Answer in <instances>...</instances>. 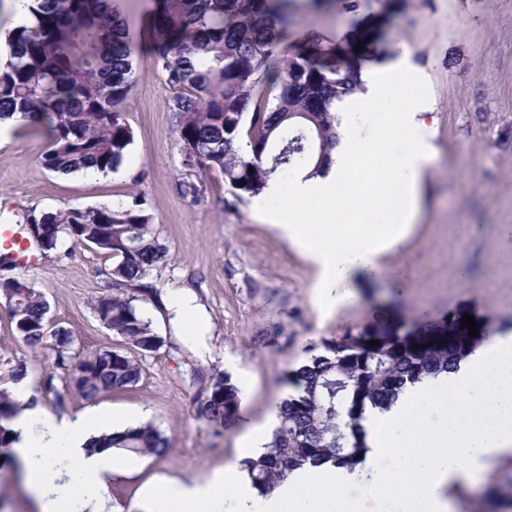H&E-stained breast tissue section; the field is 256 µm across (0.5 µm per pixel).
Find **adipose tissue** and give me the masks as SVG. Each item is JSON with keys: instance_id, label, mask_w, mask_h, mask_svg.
Returning <instances> with one entry per match:
<instances>
[{"instance_id": "obj_1", "label": "adipose tissue", "mask_w": 512, "mask_h": 512, "mask_svg": "<svg viewBox=\"0 0 512 512\" xmlns=\"http://www.w3.org/2000/svg\"><path fill=\"white\" fill-rule=\"evenodd\" d=\"M362 79L365 92L336 104L344 119L328 163L297 174L289 219L267 216L316 267L315 286L331 305L356 272L396 275L379 258L408 237L432 155L421 83H384L367 70ZM126 422L97 410L13 420V450L43 512H116L106 485L120 451L90 442ZM364 427L368 466L359 476L326 464L293 472L263 496L230 466L202 481L158 477L143 499L151 512H363L370 490L375 512H456L458 488L512 459V336L493 337L448 373L407 386L389 410L367 412ZM64 469L77 480L62 479Z\"/></svg>"}]
</instances>
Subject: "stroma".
Masks as SVG:
<instances>
[{"mask_svg": "<svg viewBox=\"0 0 512 512\" xmlns=\"http://www.w3.org/2000/svg\"><path fill=\"white\" fill-rule=\"evenodd\" d=\"M118 7L138 47L124 108L134 141L121 164L105 173L58 175L41 162L45 134L19 123L0 132V225L23 229L33 211L117 208L141 198L168 249L150 275L163 304L145 306L164 344L141 356L143 378L135 389L89 402L59 378L65 404L57 406L43 388L42 355L28 351L0 307V354H27L28 385L40 409L69 417L93 408L140 410L169 437L168 455L139 458L135 471L112 474L107 494L114 506L141 512L142 490L155 477L202 480L239 463L242 436L267 427L288 393L285 371L305 359L312 343L344 327L381 313L418 321L456 310L512 324V237L501 235L512 227V0H410L394 15L390 58L402 61L406 76L426 83L433 103L434 153L416 229L382 256L412 279L400 289L359 281L354 299L332 308L318 297L314 266L265 219L269 210L287 213L288 197L236 200L216 171L204 177L198 201L181 194L184 154L169 112L175 90L151 54V2L118 0ZM472 224L479 227L475 237L456 234V227ZM461 268L470 270V285L457 280ZM111 269L103 255L64 236L36 266H18L12 274L44 293L53 320L73 330L75 348L86 357L117 346L90 308L93 297L111 292ZM176 294L200 307L208 355L199 356L174 323L165 302ZM273 322L284 325L291 343L257 347L254 337ZM195 370L204 379L229 374L241 389L240 418L223 434L194 416V403L206 391L204 379L192 382Z\"/></svg>", "mask_w": 512, "mask_h": 512, "instance_id": "1", "label": "stroma"}]
</instances>
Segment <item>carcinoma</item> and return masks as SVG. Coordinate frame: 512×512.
Listing matches in <instances>:
<instances>
[{
    "label": "carcinoma",
    "mask_w": 512,
    "mask_h": 512,
    "mask_svg": "<svg viewBox=\"0 0 512 512\" xmlns=\"http://www.w3.org/2000/svg\"><path fill=\"white\" fill-rule=\"evenodd\" d=\"M152 49L176 93L169 104L173 131L185 153L184 196L195 200L204 174L219 171L238 200L259 196L288 169L320 167L339 144L332 110L362 86L366 61L389 56L385 27H354L337 40L323 32L295 33L297 0H152ZM322 8L359 11L363 0H308ZM29 16L8 29L9 55L0 65V120L18 115L49 139L43 166L69 175L116 169L133 143L123 108L134 82L136 44L110 0H28ZM360 52H355L356 45ZM245 183H240V180ZM140 201L122 208L69 207L31 214L42 250L65 234L112 259V292L90 307L121 345L80 358L75 336L53 322L44 295L21 277L0 276V299L25 345L45 351L46 390L58 402L54 377L63 374L86 399L132 389L142 378L139 359L164 339L143 310L161 289L148 282L167 249L151 229ZM461 317L416 329L407 320L367 319L311 345L299 366L284 373L291 388L277 407V424L264 451L241 462L262 495L305 465L329 462L350 471L367 451L362 421L369 408L388 410L405 387L448 372L497 330L488 318L476 337H462ZM52 342H46V338ZM289 340L273 323L254 343L277 348ZM371 340L380 344L372 346ZM23 356L0 355V468L20 467L11 448V422L38 403L12 389L28 375ZM241 389L218 373L198 398L195 417L222 433L241 410ZM103 448L163 457L168 437L145 423L106 435ZM478 512H512V464L485 491Z\"/></svg>",
    "instance_id": "1"
}]
</instances>
